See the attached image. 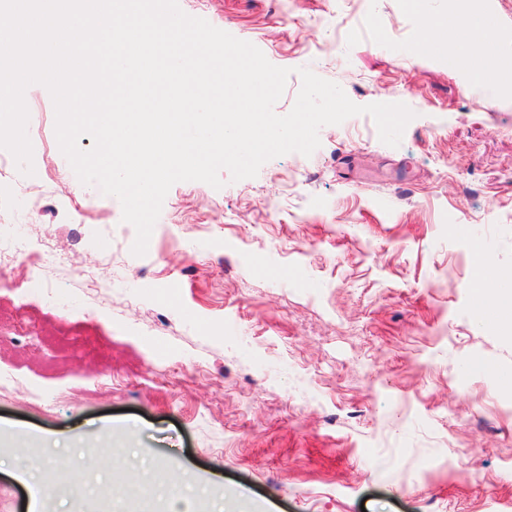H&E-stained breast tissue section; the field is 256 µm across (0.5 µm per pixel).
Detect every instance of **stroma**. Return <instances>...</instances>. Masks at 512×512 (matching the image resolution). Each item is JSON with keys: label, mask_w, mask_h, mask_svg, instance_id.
<instances>
[{"label": "stroma", "mask_w": 512, "mask_h": 512, "mask_svg": "<svg viewBox=\"0 0 512 512\" xmlns=\"http://www.w3.org/2000/svg\"><path fill=\"white\" fill-rule=\"evenodd\" d=\"M179 5L291 69L277 114L307 67L415 117L396 147L354 116L256 177L175 184L138 257L119 200L61 153L49 91L30 97L35 173L0 150V225L26 203L31 238L60 259L36 283L48 303L0 288L15 379L0 512H27L18 473L42 455L67 460L51 512H128L131 485L169 468L194 512H512V399L493 379L512 372V330L474 300L482 263L512 272V87L486 106L472 73L419 47L448 12L492 13L512 57V0ZM101 370L111 389L85 392ZM99 447L125 459L120 482L89 467Z\"/></svg>", "instance_id": "1"}]
</instances>
